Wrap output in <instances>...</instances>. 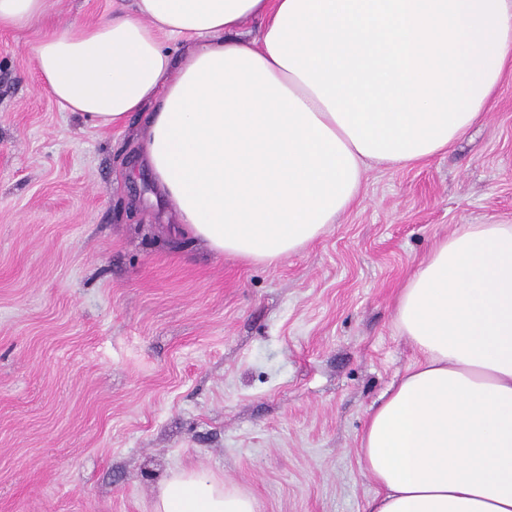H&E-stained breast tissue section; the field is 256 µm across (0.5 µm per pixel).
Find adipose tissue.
Returning a JSON list of instances; mask_svg holds the SVG:
<instances>
[{"label":"adipose tissue","mask_w":512,"mask_h":512,"mask_svg":"<svg viewBox=\"0 0 512 512\" xmlns=\"http://www.w3.org/2000/svg\"><path fill=\"white\" fill-rule=\"evenodd\" d=\"M169 38L190 41L181 60ZM35 57L96 126L144 113L176 233L271 264L351 208L369 167L427 161L483 117L512 71V0H134ZM395 323L418 356L360 437L368 512H512V224L438 241ZM153 512L259 508L176 470Z\"/></svg>","instance_id":"obj_1"}]
</instances>
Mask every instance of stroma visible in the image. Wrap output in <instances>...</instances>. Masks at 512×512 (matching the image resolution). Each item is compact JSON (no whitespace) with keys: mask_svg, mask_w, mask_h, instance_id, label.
I'll return each mask as SVG.
<instances>
[{"mask_svg":"<svg viewBox=\"0 0 512 512\" xmlns=\"http://www.w3.org/2000/svg\"><path fill=\"white\" fill-rule=\"evenodd\" d=\"M117 2L0 26V512H153L178 469L261 512H367L359 437L416 358L399 288L461 225L512 224V73L448 151L249 263L173 235L142 113L98 128L42 83L36 45Z\"/></svg>","mask_w":512,"mask_h":512,"instance_id":"35a3bbf8","label":"stroma"}]
</instances>
